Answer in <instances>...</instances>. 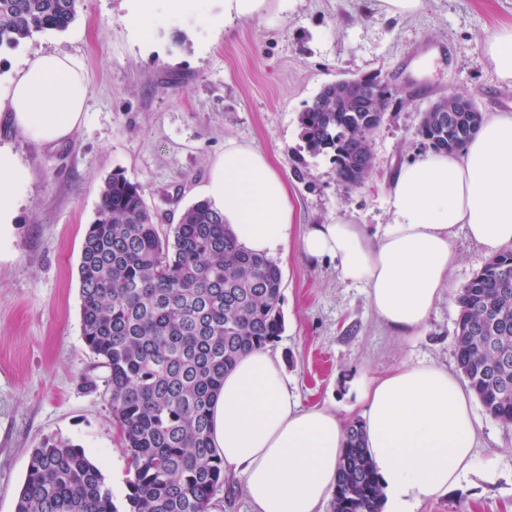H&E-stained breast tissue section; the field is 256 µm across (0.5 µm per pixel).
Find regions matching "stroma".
Wrapping results in <instances>:
<instances>
[{"label":"stroma","instance_id":"stroma-1","mask_svg":"<svg viewBox=\"0 0 512 512\" xmlns=\"http://www.w3.org/2000/svg\"><path fill=\"white\" fill-rule=\"evenodd\" d=\"M128 12L129 0H82L66 31L0 51V97L23 62L43 53L77 57L88 79L83 121L62 143L19 137L0 111V144L18 153L31 181L0 249V512H15L30 452L46 437L84 448L115 501L127 492L107 371L82 338L78 274L112 173L139 183L158 214H176L197 201L229 142L267 153L296 208L288 251L274 259L285 329L271 350L305 407L352 406L361 378L403 363L456 370V296L487 260L458 232L451 297L418 334L400 336L377 320L365 288L342 281L333 260L310 263L299 240L308 225L339 216L372 231L387 223L392 176L426 152L416 131L433 103L469 93L483 114L512 113V85L496 79L485 50L512 27V0H423L407 18L387 16L377 0H267L261 16L216 29L160 12L149 42L128 27ZM373 75L389 104L370 140L373 171L347 189L331 155L305 149L298 115L325 84ZM475 414V466L415 512H512V426Z\"/></svg>","mask_w":512,"mask_h":512}]
</instances>
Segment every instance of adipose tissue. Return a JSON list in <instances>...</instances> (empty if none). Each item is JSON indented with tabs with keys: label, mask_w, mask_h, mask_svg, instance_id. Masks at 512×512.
Returning <instances> with one entry per match:
<instances>
[{
	"label": "adipose tissue",
	"mask_w": 512,
	"mask_h": 512,
	"mask_svg": "<svg viewBox=\"0 0 512 512\" xmlns=\"http://www.w3.org/2000/svg\"><path fill=\"white\" fill-rule=\"evenodd\" d=\"M87 82L74 56L44 53L11 79L0 110L24 139L69 140L83 121ZM29 179L13 148L0 145V239L11 236ZM237 242L272 257L287 249L296 220L288 184L267 154L230 144L201 188ZM489 255L512 248V113L484 118L453 153L430 151L402 164L389 190V221L377 232L344 217L309 225L301 250L335 260L343 281L366 289L377 319L401 336L417 332L449 291L458 229ZM365 446L388 512H413L447 494L472 465L477 426L466 383L435 364L404 363L357 389ZM322 406L302 407L279 357L242 356L211 410L212 443L240 469L255 512H320L332 496L351 423Z\"/></svg>",
	"instance_id": "obj_1"
}]
</instances>
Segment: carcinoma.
<instances>
[{
  "mask_svg": "<svg viewBox=\"0 0 512 512\" xmlns=\"http://www.w3.org/2000/svg\"><path fill=\"white\" fill-rule=\"evenodd\" d=\"M80 0H0V50L64 31ZM370 112L352 111L344 89L299 113L307 151L333 153L339 181L367 176L358 155L388 107L375 77ZM468 112L423 114L418 135L455 152L482 123ZM162 236L142 187L120 173L101 189L79 264L82 336L108 371L112 415L128 458V493L119 510L101 469L83 448L48 438L31 450L15 512H208L224 484V458L211 442L210 411L224 375L247 352L284 331L282 274L241 246L207 201L180 214ZM456 360L485 412L512 424V251L489 259L458 296ZM384 493L350 425L329 512H383Z\"/></svg>",
  "mask_w": 512,
  "mask_h": 512,
  "instance_id": "cac0c4a2",
  "label": "carcinoma"
}]
</instances>
